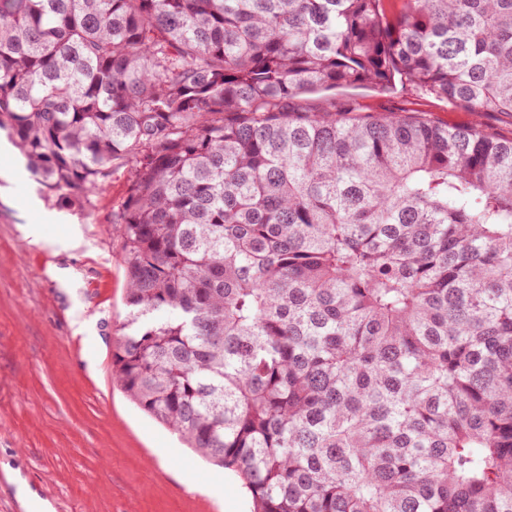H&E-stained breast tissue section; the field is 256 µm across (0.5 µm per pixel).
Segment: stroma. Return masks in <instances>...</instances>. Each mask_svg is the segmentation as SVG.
Returning <instances> with one entry per match:
<instances>
[{"label":"stroma","instance_id":"1","mask_svg":"<svg viewBox=\"0 0 512 512\" xmlns=\"http://www.w3.org/2000/svg\"><path fill=\"white\" fill-rule=\"evenodd\" d=\"M362 114L395 112L441 126H476L512 139V112L474 113L413 82L306 94ZM0 130V465L20 470L55 512H252L235 475L186 448L112 380V349L126 319L123 242L112 213L119 172L89 206L57 200ZM42 227L31 244L26 225ZM75 274L71 288L47 273Z\"/></svg>","mask_w":512,"mask_h":512}]
</instances>
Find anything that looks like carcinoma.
<instances>
[{"label":"carcinoma","instance_id":"cac0c4a2","mask_svg":"<svg viewBox=\"0 0 512 512\" xmlns=\"http://www.w3.org/2000/svg\"><path fill=\"white\" fill-rule=\"evenodd\" d=\"M0 0V128L59 199L119 170L112 378L253 512H512V0ZM342 116H336V112ZM336 103H353L358 115L397 112L411 118H421L441 126H476L486 136L512 139V112H471L465 107L453 105L411 81L398 84L395 94H388L373 86H355L336 90L317 91L304 95L305 102L313 110H319L327 100Z\"/></svg>","mask_w":512,"mask_h":512}]
</instances>
